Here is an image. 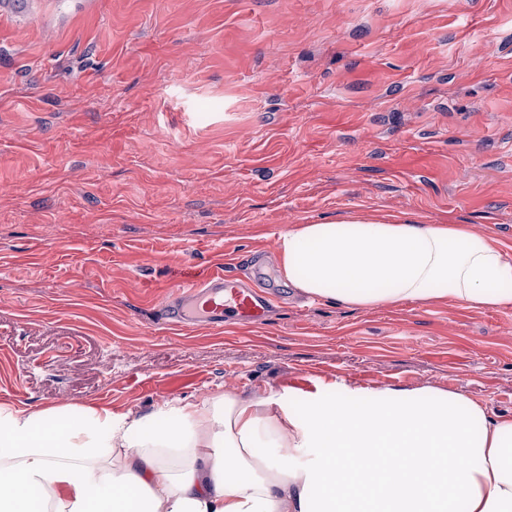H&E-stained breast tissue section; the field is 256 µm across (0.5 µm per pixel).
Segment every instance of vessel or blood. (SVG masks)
Masks as SVG:
<instances>
[{"mask_svg": "<svg viewBox=\"0 0 512 512\" xmlns=\"http://www.w3.org/2000/svg\"><path fill=\"white\" fill-rule=\"evenodd\" d=\"M270 310L271 300L266 293L218 271L202 284L177 289L162 302L160 314L172 327L212 329L227 322L261 324Z\"/></svg>", "mask_w": 512, "mask_h": 512, "instance_id": "vessel-or-blood-1", "label": "vessel or blood"}]
</instances>
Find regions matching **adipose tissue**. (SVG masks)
<instances>
[{
  "mask_svg": "<svg viewBox=\"0 0 512 512\" xmlns=\"http://www.w3.org/2000/svg\"><path fill=\"white\" fill-rule=\"evenodd\" d=\"M277 248L313 299L512 304V257L467 224H304ZM0 512H512V415L429 388L0 403Z\"/></svg>",
  "mask_w": 512,
  "mask_h": 512,
  "instance_id": "1",
  "label": "adipose tissue"
}]
</instances>
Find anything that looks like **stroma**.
<instances>
[{"instance_id":"35a3bbf8","label":"stroma","mask_w":512,"mask_h":512,"mask_svg":"<svg viewBox=\"0 0 512 512\" xmlns=\"http://www.w3.org/2000/svg\"><path fill=\"white\" fill-rule=\"evenodd\" d=\"M468 224L512 255V0L0 4V403L459 391L512 414V305L314 300L280 233ZM223 269L260 327L157 306Z\"/></svg>"}]
</instances>
